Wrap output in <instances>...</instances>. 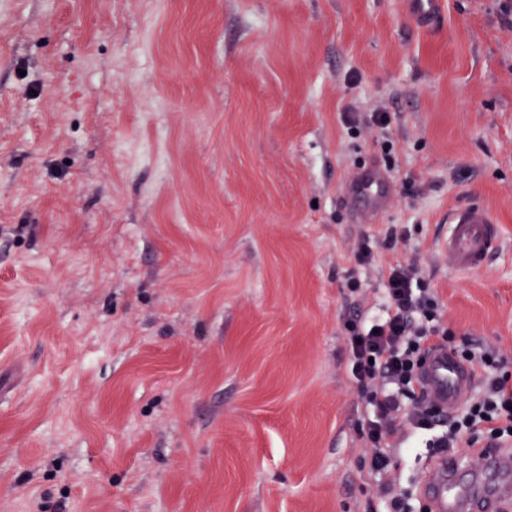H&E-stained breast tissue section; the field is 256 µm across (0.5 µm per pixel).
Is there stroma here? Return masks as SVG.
<instances>
[{"mask_svg": "<svg viewBox=\"0 0 512 512\" xmlns=\"http://www.w3.org/2000/svg\"><path fill=\"white\" fill-rule=\"evenodd\" d=\"M503 2L0 0V512H364L344 322L399 263L512 375ZM470 202L501 238L463 274ZM438 0H405L406 13L421 28H431L440 20ZM350 194L362 207L358 209L361 223H369L391 194V186L382 171L356 172L349 182ZM500 243L499 227L484 206L468 203L448 214V238L439 250L448 266L461 272L484 268Z\"/></svg>", "mask_w": 512, "mask_h": 512, "instance_id": "1", "label": "stroma"}]
</instances>
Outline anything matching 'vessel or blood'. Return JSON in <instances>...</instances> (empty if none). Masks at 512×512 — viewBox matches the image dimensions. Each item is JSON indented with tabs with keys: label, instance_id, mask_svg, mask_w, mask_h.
Masks as SVG:
<instances>
[{
	"label": "vessel or blood",
	"instance_id": "obj_1",
	"mask_svg": "<svg viewBox=\"0 0 512 512\" xmlns=\"http://www.w3.org/2000/svg\"><path fill=\"white\" fill-rule=\"evenodd\" d=\"M405 9L419 27L430 28L440 19L439 0H405ZM349 191L359 203L360 222H370L391 194V186L380 170L355 173ZM500 243L499 227L484 206L468 203L448 214V237L439 250L449 266L461 272L484 268ZM427 397L443 410L455 411L475 385L473 369L453 351L439 347L431 351L421 371ZM483 467L512 470V453L497 448L475 451ZM461 464L457 458L442 455L433 458L420 491L432 512H512V483L494 488L459 480Z\"/></svg>",
	"mask_w": 512,
	"mask_h": 512
}]
</instances>
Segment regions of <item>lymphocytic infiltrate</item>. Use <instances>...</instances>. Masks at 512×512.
<instances>
[{
  "label": "lymphocytic infiltrate",
  "mask_w": 512,
  "mask_h": 512,
  "mask_svg": "<svg viewBox=\"0 0 512 512\" xmlns=\"http://www.w3.org/2000/svg\"><path fill=\"white\" fill-rule=\"evenodd\" d=\"M345 329L351 375L367 411L370 470L379 477L378 497L387 512H411V494L402 487L394 458L412 453L418 438L433 436L434 447L444 450L454 447L464 431L476 444L512 442V379L498 374L493 348L462 350L480 388L457 413H443L420 389V370L439 343L440 328L437 299L413 268H392L381 314L350 317Z\"/></svg>",
  "instance_id": "1"
}]
</instances>
